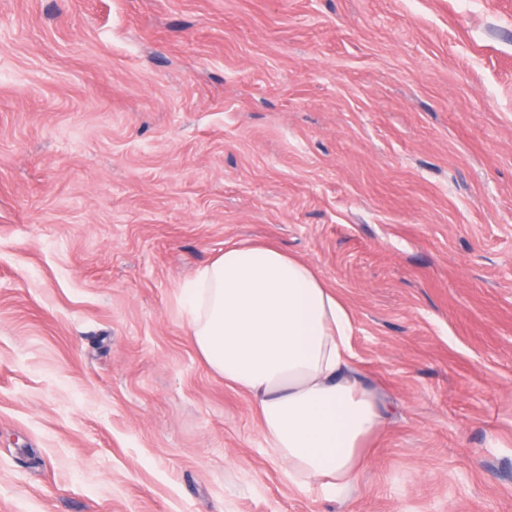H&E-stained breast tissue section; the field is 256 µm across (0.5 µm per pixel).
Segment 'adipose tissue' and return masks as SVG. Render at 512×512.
I'll list each match as a JSON object with an SVG mask.
<instances>
[{
    "label": "adipose tissue",
    "mask_w": 512,
    "mask_h": 512,
    "mask_svg": "<svg viewBox=\"0 0 512 512\" xmlns=\"http://www.w3.org/2000/svg\"><path fill=\"white\" fill-rule=\"evenodd\" d=\"M180 298L198 352L252 397L288 479L320 495L347 490L389 408L363 384L351 314L315 269L273 245H229Z\"/></svg>",
    "instance_id": "adipose-tissue-1"
}]
</instances>
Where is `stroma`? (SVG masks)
Returning a JSON list of instances; mask_svg holds the SVG:
<instances>
[{
  "instance_id": "obj_1",
  "label": "stroma",
  "mask_w": 512,
  "mask_h": 512,
  "mask_svg": "<svg viewBox=\"0 0 512 512\" xmlns=\"http://www.w3.org/2000/svg\"><path fill=\"white\" fill-rule=\"evenodd\" d=\"M239 242L352 314L347 498L188 334ZM0 512H512V0H0Z\"/></svg>"
}]
</instances>
